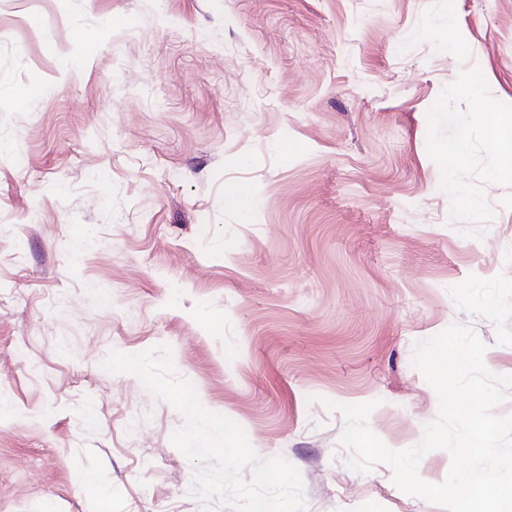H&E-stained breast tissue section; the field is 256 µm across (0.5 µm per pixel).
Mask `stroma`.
<instances>
[{"label": "stroma", "mask_w": 512, "mask_h": 512, "mask_svg": "<svg viewBox=\"0 0 512 512\" xmlns=\"http://www.w3.org/2000/svg\"><path fill=\"white\" fill-rule=\"evenodd\" d=\"M490 108L512 0H0V512H94L90 473L112 512H204L182 414L102 367L158 346L307 512H445L350 470L323 402L418 444L415 348L453 324L512 375Z\"/></svg>", "instance_id": "1"}]
</instances>
